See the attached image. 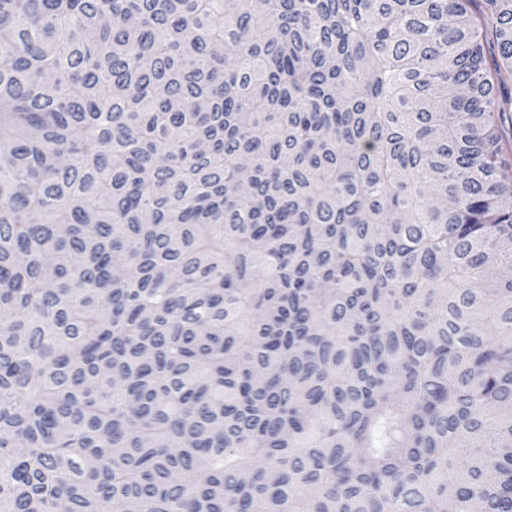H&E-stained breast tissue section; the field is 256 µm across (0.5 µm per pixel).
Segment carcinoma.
I'll use <instances>...</instances> for the list:
<instances>
[{
  "label": "carcinoma",
  "mask_w": 512,
  "mask_h": 512,
  "mask_svg": "<svg viewBox=\"0 0 512 512\" xmlns=\"http://www.w3.org/2000/svg\"><path fill=\"white\" fill-rule=\"evenodd\" d=\"M0 0V512H512V0Z\"/></svg>",
  "instance_id": "cac0c4a2"
}]
</instances>
